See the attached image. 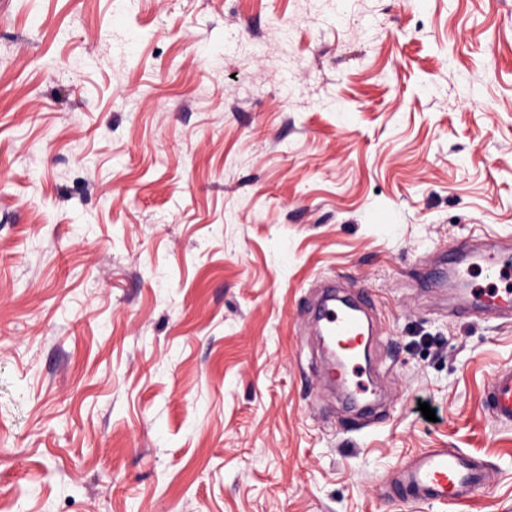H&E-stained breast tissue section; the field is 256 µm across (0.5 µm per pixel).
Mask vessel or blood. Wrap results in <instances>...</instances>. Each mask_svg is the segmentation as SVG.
I'll use <instances>...</instances> for the list:
<instances>
[{
  "label": "vessel or blood",
  "instance_id": "vessel-or-blood-1",
  "mask_svg": "<svg viewBox=\"0 0 512 512\" xmlns=\"http://www.w3.org/2000/svg\"><path fill=\"white\" fill-rule=\"evenodd\" d=\"M473 266L495 268L504 272L512 269V247L486 243L475 254ZM463 309L494 308L503 320L512 321V290L508 288H477L467 279L458 282ZM320 319L323 333L337 346L341 364L333 365V379L349 396L361 398L367 375L365 350L369 338L361 315L335 292H328L322 302ZM485 399L494 417L503 423H512V365L498 368L491 377ZM395 485L410 491L424 502L459 505L485 487V472L478 459L455 448H430L422 454L401 463Z\"/></svg>",
  "mask_w": 512,
  "mask_h": 512
}]
</instances>
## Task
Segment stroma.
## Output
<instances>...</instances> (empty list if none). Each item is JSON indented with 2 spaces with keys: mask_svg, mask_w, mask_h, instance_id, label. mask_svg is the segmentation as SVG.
<instances>
[{
  "mask_svg": "<svg viewBox=\"0 0 512 512\" xmlns=\"http://www.w3.org/2000/svg\"><path fill=\"white\" fill-rule=\"evenodd\" d=\"M498 239L512 0H0V512H512V323L442 261ZM328 278L377 322L368 418ZM425 448L486 488L387 495ZM320 320L323 333L332 342L331 352L336 356V346L342 365H332L333 379L347 395L361 399L366 386L361 378L368 377L365 350L371 336H365L361 315L352 305L330 290L323 298ZM351 388V389H350ZM485 399L497 420L512 423V365H504L494 372Z\"/></svg>",
  "mask_w": 512,
  "mask_h": 512,
  "instance_id": "stroma-1",
  "label": "stroma"
}]
</instances>
